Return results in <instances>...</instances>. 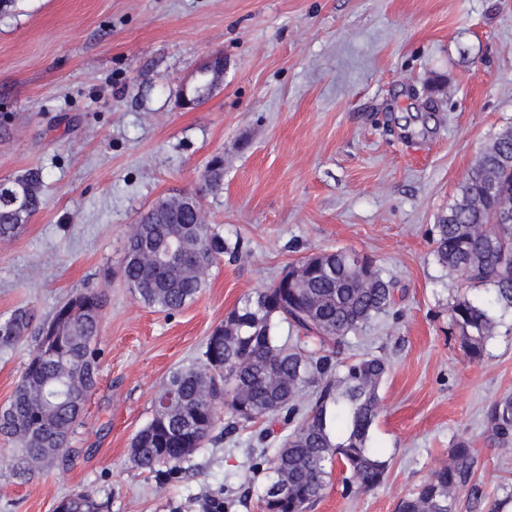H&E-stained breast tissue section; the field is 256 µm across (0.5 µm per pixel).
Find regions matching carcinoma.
<instances>
[{"instance_id":"1","label":"carcinoma","mask_w":512,"mask_h":512,"mask_svg":"<svg viewBox=\"0 0 512 512\" xmlns=\"http://www.w3.org/2000/svg\"><path fill=\"white\" fill-rule=\"evenodd\" d=\"M494 146L482 169L462 181L433 238L443 267L490 292L486 302L462 300L451 308L461 347L473 360L482 358L493 337L494 309L512 307V223H497L499 204L512 200V131L500 134ZM203 181L207 190L223 185L222 157L208 162ZM8 183L21 193L8 195L0 188L1 239L41 208L46 174L31 168ZM139 222L138 233L127 242L123 278L145 305L178 311L205 287L192 268L213 265L230 247L221 233L195 223L188 207L166 211L157 202ZM475 224L486 225L492 244L480 246L472 234ZM348 264V252L342 250L303 256L273 284L240 298L224 324L207 337L202 355L166 377L157 397L173 394L175 405L153 409L151 420L137 432L134 464L164 481L177 478L181 464L217 431L218 417L200 400L204 390L228 411L220 430L226 438L259 420L288 429L272 458L263 450L250 457L251 469L267 465L271 471L260 494L264 512H309L323 496L336 463L347 494L379 486L387 464L371 446V430L389 366L375 355L340 354L349 334L393 308L394 282L369 265L370 282L365 283ZM105 306L102 295L89 289L58 305L34 336V350L10 401L0 407V436L20 445L11 471L21 482L58 460L82 422L85 399L71 392L80 387L87 394L97 385L96 342ZM29 324L28 313L17 311L0 324V344L20 340ZM283 324L295 335H280ZM271 378L277 385L269 384ZM485 422L494 438L509 443L512 394L488 409ZM475 466L472 442L458 438L448 462L401 498L398 512H456L461 490L477 492L472 487ZM275 485L287 487L288 495L273 493ZM59 505L63 512L104 508L86 490L65 496Z\"/></svg>"}]
</instances>
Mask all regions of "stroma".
Segmentation results:
<instances>
[{
    "mask_svg": "<svg viewBox=\"0 0 512 512\" xmlns=\"http://www.w3.org/2000/svg\"><path fill=\"white\" fill-rule=\"evenodd\" d=\"M224 70L195 105L183 99L212 55ZM512 127V0H11L0 10V180L41 167L42 206L0 241V322H35L86 289L106 299L96 387L70 445L26 483L0 438V512H54L73 490L108 512H262L268 471L249 451L263 423L198 449L179 479L133 466L130 443L151 419L170 371L200 357L245 294L305 254L371 259L403 296L349 335L347 353L384 357L389 373L372 444L380 486L344 495L333 471L311 512H397L402 497L474 440L489 512L512 487V451L489 442L488 407L512 393V312L481 361L451 319L484 299L434 255L436 224L480 153ZM224 158V183L201 196L207 225L236 245L207 285L166 314L122 278L125 245L151 203L202 184ZM33 341L0 345V405Z\"/></svg>",
    "mask_w": 512,
    "mask_h": 512,
    "instance_id": "1",
    "label": "stroma"
}]
</instances>
